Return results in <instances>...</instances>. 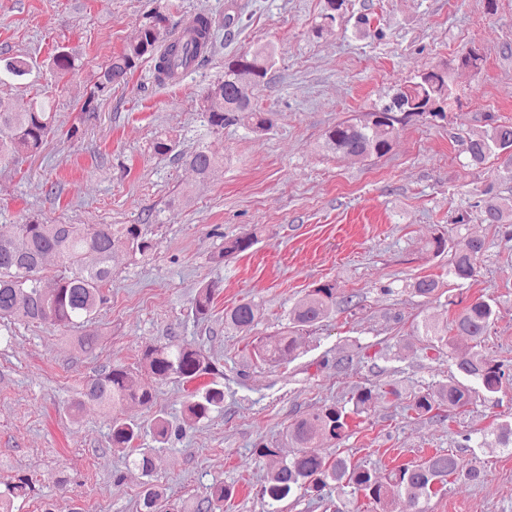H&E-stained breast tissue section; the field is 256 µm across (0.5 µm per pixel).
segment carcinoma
Masks as SVG:
<instances>
[{"mask_svg":"<svg viewBox=\"0 0 512 512\" xmlns=\"http://www.w3.org/2000/svg\"><path fill=\"white\" fill-rule=\"evenodd\" d=\"M348 0H324L313 31L321 35L336 30L345 18ZM174 4L170 0L156 5L146 14V21L128 41L125 48L98 72L90 88L79 97L83 123L98 117L100 97L125 82L139 62L154 61L155 78L160 83L179 80L205 61L213 46L215 20L205 14L194 16L184 24L170 23ZM355 33L380 41L384 32L371 26L365 14L356 16ZM276 64V49L267 43L224 62L220 90L210 83L201 94L200 115L203 125L212 133L224 126L244 122L252 133L268 132L273 122L266 112L254 104L259 88L267 84L268 74ZM483 56L470 48L462 51L456 65L441 63L392 87V93L379 98L368 109L352 118L328 127L323 135L322 151L360 160L383 157L392 149L400 127L413 119L435 124L445 121L448 112L459 102L455 71L459 68L480 72ZM80 68L78 57L63 47L51 61L50 69L59 78L75 74ZM35 64L23 55L0 54V84H29ZM54 116L49 101L35 94L28 106L18 109L0 98V165H20L26 158L39 154L54 131ZM467 165L479 166L491 157H507L509 165L497 174L499 180H512V123L485 116V124L466 132ZM200 180L210 177L224 164V158L198 146L186 159ZM484 224H494L505 239H512V197H503L490 183L476 191L465 202L454 223L465 225L471 214ZM256 233H245L224 241L217 259L224 261L249 250ZM124 247L146 255L155 243L141 224H44L30 220L14 224L7 233L0 232V319L27 324L50 323L63 328H77L95 319L107 304L104 288L112 279V251ZM488 247L481 238H468L457 244L442 235L433 237L428 251L438 256L448 253V276L463 286L479 276ZM55 254L65 263L64 271L53 278L41 275L45 258ZM410 290L429 302L440 299L439 282L424 276L409 284ZM220 294L217 283L199 288L193 299L196 317L206 318ZM356 295L339 292L334 283L319 284L308 291L288 310V324L271 336H256L251 355L257 360L276 365L293 359L303 333L336 314L343 307L357 306ZM497 315L493 297L481 295L468 301L451 324L423 321L415 333L426 338L428 346L454 350V337L470 341L467 357L457 370L464 381L451 379L414 396L410 409L418 416H431L442 421L447 411L463 409L480 393L493 394L512 382V362L493 359L483 350L484 336ZM262 318L259 305L240 302L224 312V327L238 333H251ZM140 369L154 382L172 377L184 381L200 380L188 395L182 424L172 425L156 416L150 429L122 414L124 407L138 405L150 408L154 388L133 379L132 372L120 363L100 370L83 386L82 396L98 404L110 419V444L125 455L147 477L140 496V512H218L230 499L234 488L222 483L209 487L193 509L165 495V489L153 480L156 469L155 449L145 443L146 437L159 444L171 437L182 436L215 412L224 410V386L208 379L215 374L213 361L200 347L187 341L169 340L147 346L141 354ZM377 393L370 387L357 389L348 410L335 403L325 404L294 420L286 430L285 439L299 448L298 454L282 459L267 473L260 495L274 506L299 492L313 495L324 503L327 512H344L325 490H336L337 496L361 491L380 512H395L398 505L410 503L417 507L436 491V486L449 477L478 482L483 478L480 467L466 464L453 453L435 454L412 465H401L383 474L375 468L354 465L347 459L331 458L312 452L325 444L338 443L348 436L352 416L371 408ZM495 441L504 448L512 446V421L492 428ZM34 492L32 482L19 476L0 485V512H14L15 501Z\"/></svg>","mask_w":512,"mask_h":512,"instance_id":"cac0c4a2","label":"carcinoma"}]
</instances>
